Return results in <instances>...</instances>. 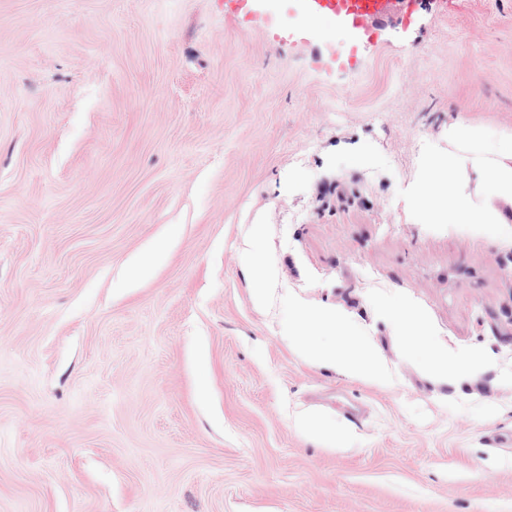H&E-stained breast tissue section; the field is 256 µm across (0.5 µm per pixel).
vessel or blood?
<instances>
[{
  "label": "vessel or blood",
  "instance_id": "b4317fda",
  "mask_svg": "<svg viewBox=\"0 0 512 512\" xmlns=\"http://www.w3.org/2000/svg\"><path fill=\"white\" fill-rule=\"evenodd\" d=\"M297 14L308 18V25L294 36L315 35V22L326 21L357 34L360 44L376 43L381 27L392 20L410 21L417 0H293Z\"/></svg>",
  "mask_w": 512,
  "mask_h": 512
}]
</instances>
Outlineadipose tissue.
I'll return each mask as SVG.
<instances>
[{
	"label": "adipose tissue",
	"mask_w": 512,
	"mask_h": 512,
	"mask_svg": "<svg viewBox=\"0 0 512 512\" xmlns=\"http://www.w3.org/2000/svg\"><path fill=\"white\" fill-rule=\"evenodd\" d=\"M494 159L449 155L448 179L442 196L422 199V206L438 222L450 224L502 223L499 202L512 203V136L504 139ZM481 168L493 186V200L474 202L467 191L469 167ZM310 320L333 332L338 341L332 345H313L312 357L325 365H336L349 376L381 378L378 357L369 345L348 336L343 320L335 314L318 311L310 313Z\"/></svg>",
	"instance_id": "adipose-tissue-1"
}]
</instances>
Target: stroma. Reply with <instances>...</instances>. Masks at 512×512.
<instances>
[{
  "instance_id": "1",
  "label": "stroma",
  "mask_w": 512,
  "mask_h": 512,
  "mask_svg": "<svg viewBox=\"0 0 512 512\" xmlns=\"http://www.w3.org/2000/svg\"><path fill=\"white\" fill-rule=\"evenodd\" d=\"M284 3L0 0V512H512V206L414 203L449 125L512 134V0H422L355 70ZM314 310L386 380L313 362Z\"/></svg>"
}]
</instances>
